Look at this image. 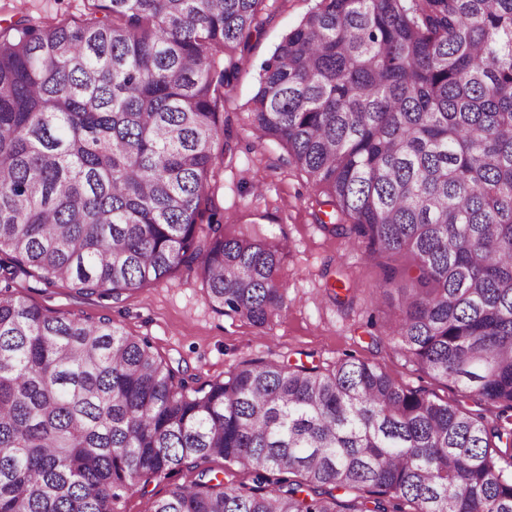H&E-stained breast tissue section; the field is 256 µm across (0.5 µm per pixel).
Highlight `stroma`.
I'll return each instance as SVG.
<instances>
[{
	"label": "stroma",
	"mask_w": 512,
	"mask_h": 512,
	"mask_svg": "<svg viewBox=\"0 0 512 512\" xmlns=\"http://www.w3.org/2000/svg\"><path fill=\"white\" fill-rule=\"evenodd\" d=\"M314 4L315 0H266L263 25L250 41L248 62L224 94L235 150L232 156L218 158L212 177L215 202L225 220L264 224L288 243L281 271L288 309L280 319L260 329L224 315L212 306L196 275L184 269L124 291L116 300L78 293L63 281L49 285L27 273L18 274L10 290L27 304L59 314L92 321L109 315L128 333L148 339L164 360L200 384L224 378L246 360L304 362L331 369L351 354L405 385L427 390L433 399L453 401V385L428 376L389 343L372 346L368 317L394 312L396 289H380L377 261L349 250L348 238L329 235L316 224L315 189L306 175L286 166L282 149L260 141L247 123L261 63ZM83 12V0H0V26L27 15L77 19ZM339 278L349 289L345 305L333 302L324 291L326 283ZM191 478L187 471L152 478L146 489L123 493L117 512H145L148 498L164 497L173 485Z\"/></svg>",
	"instance_id": "35a3bbf8"
}]
</instances>
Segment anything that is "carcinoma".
Here are the masks:
<instances>
[{
	"mask_svg": "<svg viewBox=\"0 0 512 512\" xmlns=\"http://www.w3.org/2000/svg\"><path fill=\"white\" fill-rule=\"evenodd\" d=\"M264 7L85 0L79 22L0 30L1 283L117 298L185 269L226 315L282 316L285 240L224 223L210 184L219 138L232 151L217 104ZM247 121L307 176L316 222L384 259L381 287L406 280L370 326L459 399L353 355L194 386L111 317L5 287L0 512H116L183 469L147 512H512V0H316ZM193 479L190 472L183 470L180 473H174L167 476H158L152 478L144 490L140 487L131 489L123 493L122 498L117 503L118 512H146L147 499L150 497L161 498L168 494L174 484H181Z\"/></svg>",
	"mask_w": 512,
	"mask_h": 512,
	"instance_id": "cac0c4a2",
	"label": "carcinoma"
}]
</instances>
